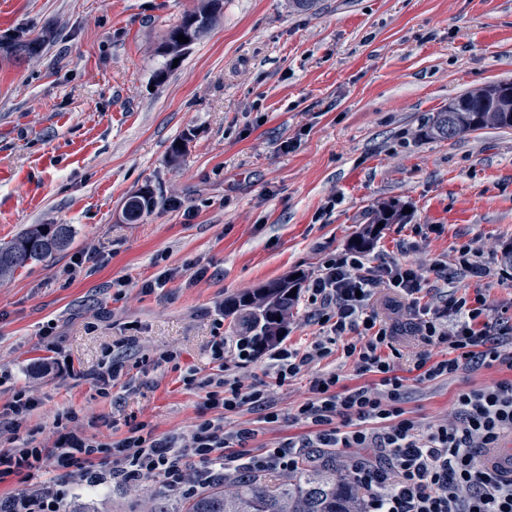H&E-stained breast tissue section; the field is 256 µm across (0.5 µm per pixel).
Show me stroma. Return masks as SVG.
<instances>
[{
    "mask_svg": "<svg viewBox=\"0 0 512 512\" xmlns=\"http://www.w3.org/2000/svg\"><path fill=\"white\" fill-rule=\"evenodd\" d=\"M200 4L0 0L1 40L47 37L19 63L0 50V243L32 224L75 230L64 251L0 279V404L33 394L29 424L44 445L67 410L100 439L129 420L188 439L205 394L183 388L158 355L178 351L181 368L211 374L214 334L245 332L219 318L220 303L316 274L385 202L410 217L386 226L365 262L455 270L470 247L487 277L456 274L445 289L425 288L424 302L480 287L512 317V268L501 259L512 244V129L424 134L452 98L512 81V0H316L304 12L289 0H224L216 25L170 66L165 34ZM146 190L156 208L127 222L128 199ZM416 224L443 231L420 239ZM89 253L98 263H80ZM168 268L173 281L145 290ZM370 307L395 326L407 367L425 345L402 301L380 288ZM320 333L300 293L286 343L303 348ZM115 349L126 372L104 399L94 376ZM52 354L72 372L45 371ZM500 377L411 380L404 407L437 422L458 390ZM184 499L158 478L76 483L61 510L179 512Z\"/></svg>",
    "mask_w": 512,
    "mask_h": 512,
    "instance_id": "stroma-1",
    "label": "stroma"
}]
</instances>
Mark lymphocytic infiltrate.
I'll return each mask as SVG.
<instances>
[{"label":"lymphocytic infiltrate","instance_id":"lymphocytic-infiltrate-1","mask_svg":"<svg viewBox=\"0 0 512 512\" xmlns=\"http://www.w3.org/2000/svg\"><path fill=\"white\" fill-rule=\"evenodd\" d=\"M433 277L447 280V265L437 262L427 271L396 261L369 265L357 254L327 258L307 287L321 336L303 350L278 340L261 353L281 385L336 354L351 363L360 382L346 384L335 371L310 373L308 396L292 415L295 423L306 425V434L255 454L245 450L255 429L225 426L230 415L246 408L260 411L266 424L282 418L266 381H243L228 365L232 359L250 362L260 353L250 336H214L209 348L214 373L202 378L189 369L181 374L184 387L204 390L207 409L186 446L175 436L156 434L146 422L129 424L120 438L101 441L79 431L78 415L70 410L55 416L58 436L47 448L37 444L36 431L28 426L37 399L16 391L0 406V423L24 438L21 446L0 448V480L34 476L49 455L60 480L1 497L0 512H60L64 478L96 486L109 476L127 481L160 476L168 487L184 488L187 453L228 472L290 474L312 448L350 452L348 467L366 492L363 512H512V480L488 472L478 460L480 449L500 447L512 436V317L494 315L479 288L439 307L421 303L419 295ZM378 288L407 300L427 345L414 358L415 381L449 380L483 368L505 371V378L459 390L452 421L424 424L410 416L403 406L405 378L389 353L393 331L368 308ZM106 459L112 462L107 476L96 467Z\"/></svg>","mask_w":512,"mask_h":512}]
</instances>
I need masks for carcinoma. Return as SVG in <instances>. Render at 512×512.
Listing matches in <instances>:
<instances>
[{
    "instance_id": "cac0c4a2",
    "label": "carcinoma",
    "mask_w": 512,
    "mask_h": 512,
    "mask_svg": "<svg viewBox=\"0 0 512 512\" xmlns=\"http://www.w3.org/2000/svg\"><path fill=\"white\" fill-rule=\"evenodd\" d=\"M222 9L223 0H205L198 9L184 14L168 30L162 44L163 54L173 59L182 56L217 21ZM181 34L190 37L189 43L178 44L177 36ZM44 43L43 37L17 36L3 50L17 58H30L39 53ZM491 89L489 85L453 98L448 108L429 120L426 135L449 140L488 127L511 129L512 108L503 107ZM154 207L150 193L135 195L126 203L125 218L135 223ZM405 219L401 208L385 203L372 212L349 247L367 252L381 234L378 224H400ZM73 234L69 224H36L22 232L0 246V278L13 274L29 261H44L64 250L72 242ZM299 288L298 278L273 280L224 302V315L235 316L249 335L269 344L288 322L298 298L292 290ZM323 457L328 459L327 464L303 466L278 484H269L267 476L261 475L232 481L227 486H207L185 500L181 512H362L363 492L352 475L336 465L332 454L325 453Z\"/></svg>"
}]
</instances>
